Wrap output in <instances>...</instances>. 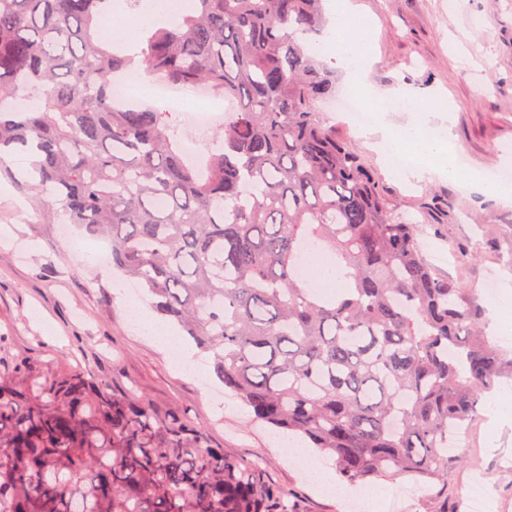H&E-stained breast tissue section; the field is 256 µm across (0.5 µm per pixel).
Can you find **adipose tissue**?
I'll return each mask as SVG.
<instances>
[{"mask_svg": "<svg viewBox=\"0 0 512 512\" xmlns=\"http://www.w3.org/2000/svg\"><path fill=\"white\" fill-rule=\"evenodd\" d=\"M335 14L333 27L319 35L317 48L336 67L346 71L352 84L366 86L373 64V57L369 52L373 21L355 5L354 0H336ZM438 109V104H429L428 108L421 111L417 123L397 131L392 136L394 145L407 147L415 156V164L403 173V180L420 181L437 173L470 188L484 189L503 203L512 204V184L480 183L474 174L461 171L456 155L447 141L426 134L425 127L429 116Z\"/></svg>", "mask_w": 512, "mask_h": 512, "instance_id": "obj_1", "label": "adipose tissue"}]
</instances>
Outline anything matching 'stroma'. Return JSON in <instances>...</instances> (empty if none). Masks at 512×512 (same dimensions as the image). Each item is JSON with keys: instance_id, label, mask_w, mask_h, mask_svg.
Masks as SVG:
<instances>
[{"instance_id": "obj_1", "label": "stroma", "mask_w": 512, "mask_h": 512, "mask_svg": "<svg viewBox=\"0 0 512 512\" xmlns=\"http://www.w3.org/2000/svg\"><path fill=\"white\" fill-rule=\"evenodd\" d=\"M374 20L375 62L368 81L379 91L372 107L379 124L402 129L414 123L428 97L447 98L452 115L433 113L448 130L463 169L492 173L512 164V0H357ZM481 25H473V17ZM337 138L349 143L372 169L388 200L420 223L423 252L434 270L468 288L485 278L512 282V262L500 258L512 244V205L434 175L417 184L390 170L368 138L332 103L320 106ZM17 186L0 181V363L25 357L55 374L84 370L108 387L135 384L156 407L181 413L206 429L212 446L228 457L261 459L265 481L292 496L296 512H349L355 485L336 479L324 487L329 463L312 448L291 447L285 436L252 421L226 392L206 355L201 369L184 376L173 357L136 319L150 306L141 293L114 288L117 273L96 259V240L75 231L81 250L61 241L56 227L32 205L17 209ZM40 319H32V311ZM464 468L446 484L421 490L416 477L378 480L384 512H462L481 473L486 512H512V418L497 419L486 401L480 431L461 432Z\"/></svg>"}]
</instances>
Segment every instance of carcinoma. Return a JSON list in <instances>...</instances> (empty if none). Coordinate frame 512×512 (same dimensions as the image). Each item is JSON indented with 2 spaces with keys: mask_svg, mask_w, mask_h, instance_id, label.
<instances>
[{
  "mask_svg": "<svg viewBox=\"0 0 512 512\" xmlns=\"http://www.w3.org/2000/svg\"><path fill=\"white\" fill-rule=\"evenodd\" d=\"M321 3L194 0L174 28L143 16L147 71L236 102L194 160L168 113L113 97L135 57L96 38L112 0H0V174L46 218L106 237L112 265L254 418L354 483L411 473L432 486L466 462L453 441L512 376V350L472 290L426 263L417 221L317 109L336 90L302 39L322 32ZM317 250L341 280L332 292L302 269ZM0 512L291 510L260 464L135 387L23 358L0 367Z\"/></svg>",
  "mask_w": 512,
  "mask_h": 512,
  "instance_id": "1",
  "label": "carcinoma"
}]
</instances>
